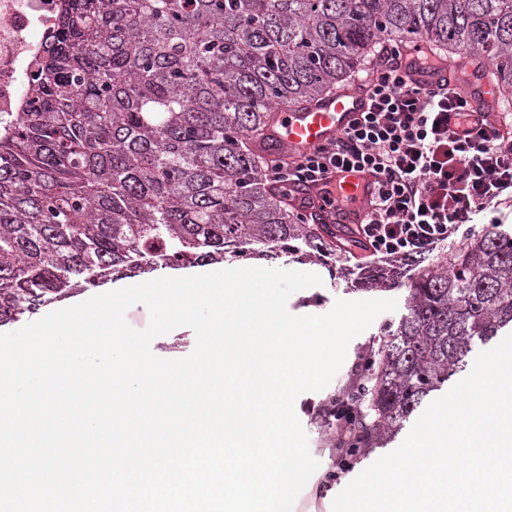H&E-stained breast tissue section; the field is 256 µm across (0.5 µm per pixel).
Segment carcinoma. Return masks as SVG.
I'll use <instances>...</instances> for the list:
<instances>
[{
    "label": "carcinoma",
    "mask_w": 512,
    "mask_h": 512,
    "mask_svg": "<svg viewBox=\"0 0 512 512\" xmlns=\"http://www.w3.org/2000/svg\"><path fill=\"white\" fill-rule=\"evenodd\" d=\"M388 39L487 59L512 97V0H61L25 111L0 117V323L104 276L325 263L323 231L265 179L260 146L278 112L348 87ZM403 265L359 285L389 290ZM406 291L336 396L352 463L512 327V231L451 251Z\"/></svg>",
    "instance_id": "obj_1"
}]
</instances>
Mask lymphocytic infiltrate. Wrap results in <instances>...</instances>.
<instances>
[{
  "label": "lymphocytic infiltrate",
  "instance_id": "1",
  "mask_svg": "<svg viewBox=\"0 0 512 512\" xmlns=\"http://www.w3.org/2000/svg\"><path fill=\"white\" fill-rule=\"evenodd\" d=\"M413 73L399 44L385 43L362 78L367 112L334 141L265 172L287 191L323 186L321 201L331 206V174L370 171L364 220L336 232L379 262L451 243L475 215L512 195V125L480 111L458 83L423 88Z\"/></svg>",
  "mask_w": 512,
  "mask_h": 512
}]
</instances>
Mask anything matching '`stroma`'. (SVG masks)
<instances>
[{"label": "stroma", "instance_id": "obj_1", "mask_svg": "<svg viewBox=\"0 0 512 512\" xmlns=\"http://www.w3.org/2000/svg\"><path fill=\"white\" fill-rule=\"evenodd\" d=\"M371 263L367 252L358 248L348 253L337 254L335 265L338 272L333 277L329 276L322 266L285 256L265 261L269 267L310 272L321 278V285L291 296L288 309L295 315H321L328 313L336 300L367 298V291L355 289L352 273L370 266ZM397 317L398 314L394 311L378 315L367 330L350 342L345 361L330 384L322 391L304 393L296 399L295 412L307 435L309 450L319 461L320 466L297 497L293 512H332L335 496L363 471L364 467L370 466L383 456V449L375 448L367 453L362 463L351 468L342 467L340 453L335 446L336 427L330 424L327 410L336 393L353 378L359 351L374 341L385 323Z\"/></svg>", "mask_w": 512, "mask_h": 512}]
</instances>
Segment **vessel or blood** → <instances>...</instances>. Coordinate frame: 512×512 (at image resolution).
I'll return each mask as SVG.
<instances>
[{
  "mask_svg": "<svg viewBox=\"0 0 512 512\" xmlns=\"http://www.w3.org/2000/svg\"><path fill=\"white\" fill-rule=\"evenodd\" d=\"M367 101L358 91H346L325 98L316 107L296 111L284 110L267 131L266 147L275 152L301 154L336 138L349 128ZM338 196L345 205L325 212L323 220L329 224H357L369 208L373 178L360 172H336L333 177Z\"/></svg>",
  "mask_w": 512,
  "mask_h": 512,
  "instance_id": "b4317fda",
  "label": "vessel or blood"
}]
</instances>
